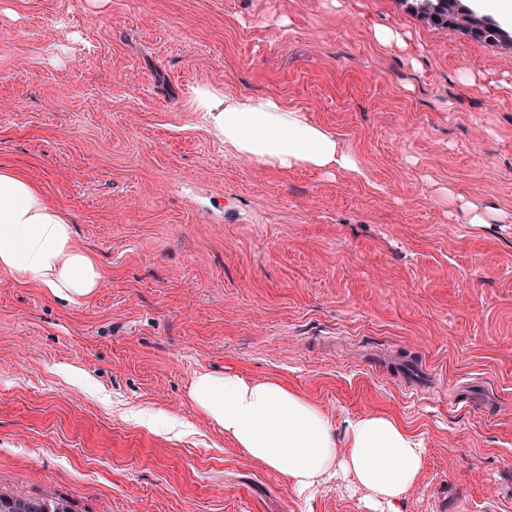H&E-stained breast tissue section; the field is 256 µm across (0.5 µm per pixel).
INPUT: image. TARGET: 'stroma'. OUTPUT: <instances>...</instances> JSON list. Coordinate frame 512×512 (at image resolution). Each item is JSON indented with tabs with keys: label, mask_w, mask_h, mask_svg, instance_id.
<instances>
[{
	"label": "stroma",
	"mask_w": 512,
	"mask_h": 512,
	"mask_svg": "<svg viewBox=\"0 0 512 512\" xmlns=\"http://www.w3.org/2000/svg\"><path fill=\"white\" fill-rule=\"evenodd\" d=\"M379 27L399 42L377 41ZM270 95L365 171L235 156L193 87ZM0 166L104 271L66 305L0 269V488L76 512H370L309 497L188 399L275 379L425 446L402 512H512V44L402 0H0ZM505 215L473 224L469 209Z\"/></svg>",
	"instance_id": "obj_1"
}]
</instances>
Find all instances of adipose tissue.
Listing matches in <instances>:
<instances>
[{
    "label": "adipose tissue",
    "instance_id": "ef3b65f1",
    "mask_svg": "<svg viewBox=\"0 0 512 512\" xmlns=\"http://www.w3.org/2000/svg\"><path fill=\"white\" fill-rule=\"evenodd\" d=\"M195 111L234 155L282 170H338L363 176L334 133L269 96H232L214 86L193 88ZM0 269L68 305L89 300L103 280L95 256L75 246L68 214L15 170L0 169ZM188 398L251 458L285 475L298 494L322 477L350 479L372 512H400L424 463L423 445L386 415L347 420L336 430L312 401L276 380L248 381L232 373H195Z\"/></svg>",
    "mask_w": 512,
    "mask_h": 512
}]
</instances>
